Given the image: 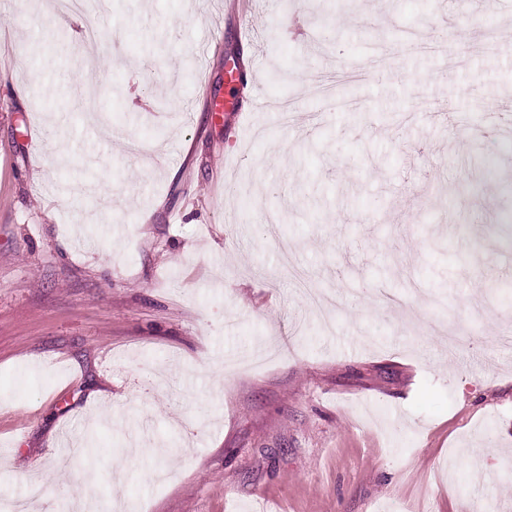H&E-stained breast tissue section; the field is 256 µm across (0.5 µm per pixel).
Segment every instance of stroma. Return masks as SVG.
Returning <instances> with one entry per match:
<instances>
[{
	"instance_id": "stroma-1",
	"label": "stroma",
	"mask_w": 512,
	"mask_h": 512,
	"mask_svg": "<svg viewBox=\"0 0 512 512\" xmlns=\"http://www.w3.org/2000/svg\"><path fill=\"white\" fill-rule=\"evenodd\" d=\"M83 10L0 0V496L512 512V0Z\"/></svg>"
}]
</instances>
